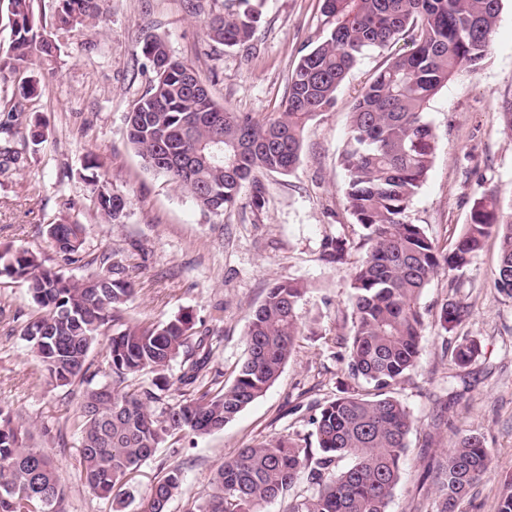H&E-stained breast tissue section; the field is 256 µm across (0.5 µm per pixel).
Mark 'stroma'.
Returning <instances> with one entry per match:
<instances>
[{
	"label": "stroma",
	"mask_w": 512,
	"mask_h": 512,
	"mask_svg": "<svg viewBox=\"0 0 512 512\" xmlns=\"http://www.w3.org/2000/svg\"><path fill=\"white\" fill-rule=\"evenodd\" d=\"M102 0L104 18L59 36L55 63L39 70L40 93L27 100L29 121L44 131L32 140L26 125L5 124L18 100V82L0 84V140L20 162L0 173V247L40 252L46 267L67 276L97 272L95 254L110 252L126 267L135 293L124 315L146 325L181 313L213 334L207 377L230 384L244 358L253 310L272 283L298 281L307 292L299 308L301 332L277 381L223 430L166 442L129 483L125 512H137L155 477L180 467L184 481L170 512H187L211 488L214 473L239 449L279 437H307L310 403L333 398L348 371L340 344L352 329L350 277L365 257L363 230L346 208L345 174L338 156L348 138L349 112L361 87L385 64L390 49L365 55L339 87L335 107L309 121L300 161L287 176L266 175L262 202L244 190L220 215L200 212L167 177L145 169L128 145L125 118L152 86L155 73L142 47L164 37L174 57L191 65L213 98L229 111L265 121L276 116L288 75L300 57L329 31L322 0H254L260 20L251 40L226 46L207 40L205 16L227 0ZM512 98V0H502L493 49L473 73L462 72L431 100L427 118L437 134L428 176L408 217L439 247H452L482 192L498 194L512 211V132L499 104ZM101 178L130 199L123 219L111 223L96 209L85 180L89 157ZM85 227L83 259L64 263L46 234L49 224ZM347 240L344 263L322 256L326 237ZM499 242L489 236L463 271L440 272L420 298L421 354L396 396L413 420L402 474L388 512H432L439 471L458 432L484 438L492 468L462 505L463 512H497L512 479V298L493 286ZM459 280L451 290V280ZM468 305L460 336L480 340L482 353L467 367L450 363L438 323L448 296ZM33 304L27 287L0 278V406L19 415L65 483V512H113L111 500L85 483L78 436L72 426L77 396L51 382L20 335Z\"/></svg>",
	"instance_id": "1"
}]
</instances>
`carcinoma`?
I'll use <instances>...</instances> for the list:
<instances>
[{
  "instance_id": "obj_1",
  "label": "carcinoma",
  "mask_w": 512,
  "mask_h": 512,
  "mask_svg": "<svg viewBox=\"0 0 512 512\" xmlns=\"http://www.w3.org/2000/svg\"><path fill=\"white\" fill-rule=\"evenodd\" d=\"M33 0H0L11 28L0 45V83L23 71L55 62V39L34 31ZM502 0H323L334 20L328 35L301 56L288 78L283 110L257 122L247 113L216 103L205 86L192 88L193 67L174 59L155 36L143 46L155 80L126 117L128 144L146 168L189 194L200 211L219 214L235 205L245 186L258 200L266 194L256 174L287 175L299 162L302 132L318 113L336 105V92L367 53L401 40L406 50L365 84L350 112V131L340 154L345 201L364 230L366 256L351 278L353 328L340 358L353 385L316 405L311 419L316 447L294 438L242 448L215 472L211 492L188 512H262L263 505L290 494L306 475L307 494L288 512H388L400 480L412 420L394 396L416 368L424 331L419 301L441 270L461 271L493 232L499 238L494 277L498 292L512 298V213L494 194H482L463 235L440 248L424 227L408 220L407 209L425 182L436 149V132L426 118L431 99L457 74L474 72L490 53ZM233 9L205 21L207 37L238 45L250 39L260 15L252 0H232ZM99 0H57L56 30L70 33L99 18ZM165 154L167 162L151 159ZM97 210L116 222L128 198L93 176ZM47 235L66 262L80 261L81 224H49ZM323 251L341 263L348 243L328 237ZM100 271L65 277L25 249L0 251V276L27 283L34 312L21 336L60 387L85 386L74 427L80 466L98 496L125 507L123 487L168 439L206 436L260 398L279 378L299 334L298 310L305 288L275 282L254 311L245 334L246 356L230 385L215 387L205 369L213 346L208 328L183 313L157 325L126 323L122 306L133 295L126 269L102 253ZM469 309L453 298L439 312L446 333L461 326ZM112 380L93 384L89 356L99 337ZM481 353L473 336H459L451 351L464 368ZM180 361L179 373L167 372ZM151 373L148 387L123 384ZM175 389L178 399L162 394ZM28 431L0 408V512H62L65 486L48 455L27 443ZM350 458L349 466L337 464ZM484 440L461 433L448 454L434 512H460L461 502L490 471ZM183 472L169 468L151 484L140 512H169Z\"/></svg>"
}]
</instances>
